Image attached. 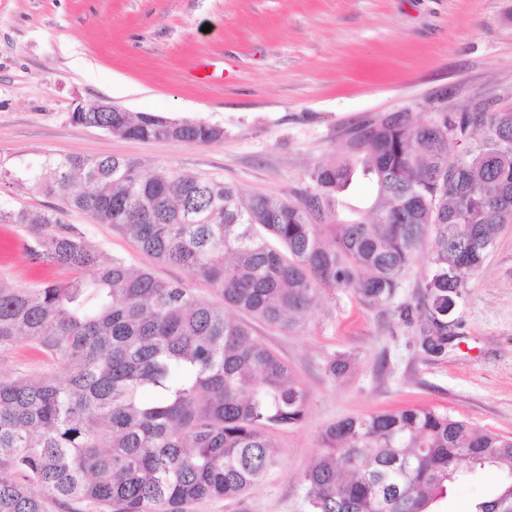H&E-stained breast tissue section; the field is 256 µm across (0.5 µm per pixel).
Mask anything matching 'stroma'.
<instances>
[{
  "label": "stroma",
  "mask_w": 512,
  "mask_h": 512,
  "mask_svg": "<svg viewBox=\"0 0 512 512\" xmlns=\"http://www.w3.org/2000/svg\"><path fill=\"white\" fill-rule=\"evenodd\" d=\"M216 80L194 79L200 61ZM223 127L209 145L142 141L71 123L81 102ZM512 107V0H0V206L58 207L23 181L50 155L117 156L233 183L245 194L301 197L307 173L345 151L357 129L399 113L425 121L437 109ZM64 221L105 255L176 281L219 303L203 280L140 252L108 224L71 211ZM33 242L0 224V278L26 287L70 278L31 263ZM430 268L416 255L392 305L326 291L302 326L258 324L255 337L309 392L304 421L274 431L280 464L242 501L206 500L192 512H306L302 475L330 423L433 406L512 436V223L469 278L443 356L425 355L404 316ZM346 353L343 381L326 373ZM63 378L26 343L0 351V376ZM501 482L489 470L448 491L437 512H473Z\"/></svg>",
  "instance_id": "obj_1"
}]
</instances>
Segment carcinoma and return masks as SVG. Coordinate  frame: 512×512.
I'll list each match as a JSON object with an SVG mask.
<instances>
[{
  "label": "carcinoma",
  "mask_w": 512,
  "mask_h": 512,
  "mask_svg": "<svg viewBox=\"0 0 512 512\" xmlns=\"http://www.w3.org/2000/svg\"><path fill=\"white\" fill-rule=\"evenodd\" d=\"M73 124L125 138L217 142L224 129L133 112H72ZM468 141L448 155V141ZM374 194L355 217L337 205L356 173ZM27 179L161 263L193 271L224 306L107 258L54 213L0 207L34 242L30 256L76 271L60 283L0 279V350L22 339L66 371L0 377V512L88 502L100 512H188L242 500L279 465L271 431L300 424L309 396L288 366L224 308L299 327L324 289L390 307L416 253L430 269L406 318L420 345L448 346V303L462 296L512 220V108L403 113L364 126L347 156L308 174L291 200L116 156L46 159ZM352 360L326 372L347 376ZM304 472L307 512H430L448 485L495 469L512 505V437L432 407L327 425Z\"/></svg>",
  "instance_id": "carcinoma-1"
}]
</instances>
